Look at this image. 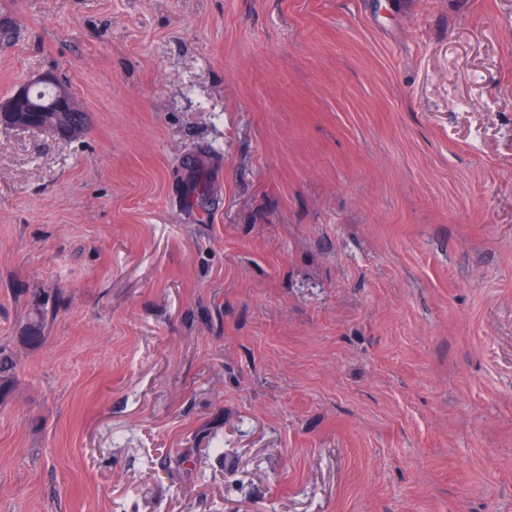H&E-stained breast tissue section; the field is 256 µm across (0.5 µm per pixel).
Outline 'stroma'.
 Returning a JSON list of instances; mask_svg holds the SVG:
<instances>
[{
  "instance_id": "1",
  "label": "stroma",
  "mask_w": 512,
  "mask_h": 512,
  "mask_svg": "<svg viewBox=\"0 0 512 512\" xmlns=\"http://www.w3.org/2000/svg\"><path fill=\"white\" fill-rule=\"evenodd\" d=\"M6 21L0 512H512V0ZM38 85L55 86L57 91L55 87H37L31 94L32 88ZM58 86L66 87L67 89ZM58 86L56 85V76L50 72L39 73L28 81L21 83L9 97L0 99V121L6 120L16 122V125H21L20 121L24 120L21 113L26 112V124L31 128H38L46 122L58 120L78 131L74 137L84 133L85 128L80 121L81 116L86 113L78 112L79 104L74 100V95H71L68 90L69 88L65 84L58 81ZM54 95L55 98L49 110L44 111L33 102V100L37 99L39 102L46 104L52 100ZM57 112L65 113L59 116Z\"/></svg>"
}]
</instances>
